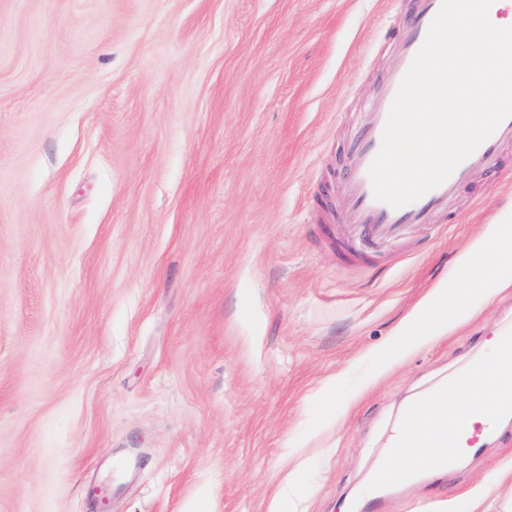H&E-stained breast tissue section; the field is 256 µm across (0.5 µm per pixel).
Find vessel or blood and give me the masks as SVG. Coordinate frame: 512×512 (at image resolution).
<instances>
[{"label": "vessel or blood", "instance_id": "obj_1", "mask_svg": "<svg viewBox=\"0 0 512 512\" xmlns=\"http://www.w3.org/2000/svg\"><path fill=\"white\" fill-rule=\"evenodd\" d=\"M397 3L405 8L408 21L404 31L390 40L394 65L348 143V171L341 182L346 215L329 232L345 262L355 266L371 263L375 245L406 240L418 225L438 223L471 174L477 170L494 171L502 148L512 144V117H508L445 182L418 200L395 209L374 198L370 165L380 149L382 132L400 82L442 0H397ZM493 361L495 375L480 403L463 414L449 417L447 431L422 430L416 445V461L428 459L435 466L445 468L452 461V453H477L499 437L502 422L512 418L511 328L502 329L495 337ZM482 373L481 363H473L466 373L451 377L446 385L440 386L437 397L444 399L449 391L476 384Z\"/></svg>", "mask_w": 512, "mask_h": 512}]
</instances>
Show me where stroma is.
Here are the masks:
<instances>
[{"mask_svg":"<svg viewBox=\"0 0 512 512\" xmlns=\"http://www.w3.org/2000/svg\"><path fill=\"white\" fill-rule=\"evenodd\" d=\"M403 23L393 0H0V512H469L492 485L512 425L371 484L406 403L512 324L506 288L379 370L512 206V147L373 265L327 235Z\"/></svg>","mask_w":512,"mask_h":512,"instance_id":"stroma-1","label":"stroma"}]
</instances>
